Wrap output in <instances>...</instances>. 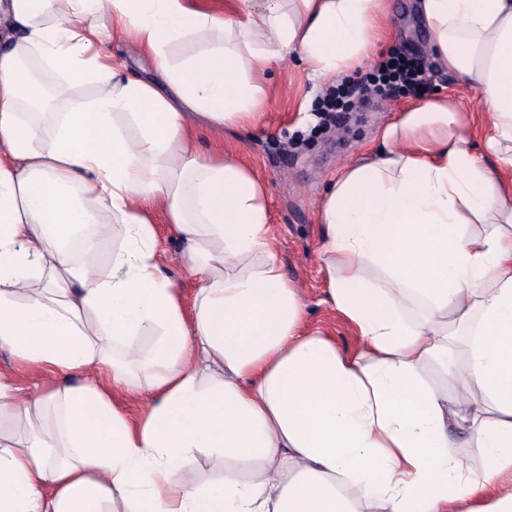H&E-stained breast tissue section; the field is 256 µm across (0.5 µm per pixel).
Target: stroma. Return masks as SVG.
<instances>
[{
  "label": "stroma",
  "mask_w": 512,
  "mask_h": 512,
  "mask_svg": "<svg viewBox=\"0 0 512 512\" xmlns=\"http://www.w3.org/2000/svg\"><path fill=\"white\" fill-rule=\"evenodd\" d=\"M388 28L390 36L379 51L362 66L340 74V81L365 77L393 54H417L431 69L422 96L449 94L466 111L477 112L476 91L442 70L435 59L419 0H390ZM333 88V83L311 77L298 55H288L266 83L262 113L252 128L220 136L203 117H193L192 122L199 152H233L266 183L270 232L285 274L301 291L306 322L329 337L341 352L353 355L361 344L351 324L330 302L321 259V201L331 180L345 167L381 149V130L418 97L369 96L354 101L337 120L325 123L318 108ZM158 232L160 267L185 304H192L199 283L180 261L182 245L168 224H159ZM0 370L12 375L21 393L33 397L54 381L53 374L17 361L5 348H0Z\"/></svg>",
  "instance_id": "obj_1"
}]
</instances>
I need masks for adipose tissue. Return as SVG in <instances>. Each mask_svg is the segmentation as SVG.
Instances as JSON below:
<instances>
[{"label":"adipose tissue","mask_w":512,"mask_h":512,"mask_svg":"<svg viewBox=\"0 0 512 512\" xmlns=\"http://www.w3.org/2000/svg\"><path fill=\"white\" fill-rule=\"evenodd\" d=\"M421 12L442 67L479 95L486 155L468 115L435 97L331 182L321 248L363 344L348 356L306 325L265 184L200 154L189 117L254 123L287 54L324 80L356 69L387 37L386 0H267L255 15L207 0H0V347L57 373L95 366L116 387L141 375L156 394L133 422L97 385L29 398L0 373V414L26 430L0 450V512H512V0ZM116 36L163 85L113 57ZM177 43L202 50L176 61ZM159 212L200 282L192 305L158 263ZM107 216L124 238L103 263ZM431 364L483 401L425 384ZM462 424L460 444L449 430ZM195 451L247 475L199 483L184 467Z\"/></svg>","instance_id":"1"}]
</instances>
